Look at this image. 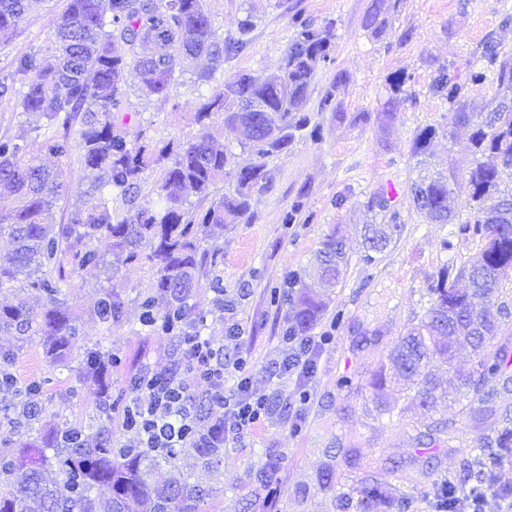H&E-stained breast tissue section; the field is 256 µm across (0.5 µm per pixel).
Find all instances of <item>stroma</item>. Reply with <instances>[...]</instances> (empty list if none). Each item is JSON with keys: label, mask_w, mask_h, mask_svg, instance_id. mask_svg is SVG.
<instances>
[{"label": "stroma", "mask_w": 512, "mask_h": 512, "mask_svg": "<svg viewBox=\"0 0 512 512\" xmlns=\"http://www.w3.org/2000/svg\"><path fill=\"white\" fill-rule=\"evenodd\" d=\"M389 23L371 35L362 20L371 0H204L218 38L237 36L239 22L252 17L253 27L244 51L216 70L210 82L198 81L208 62L200 58L177 73L169 97L147 96L139 90L135 71L125 73L129 131H145L156 145L196 135L194 113L201 94L238 71L264 78L276 70L294 28L293 14L336 22L335 51L311 87L307 110L317 127L315 136L302 137L287 154L268 159L273 182L269 190L254 193L248 224L214 226L209 245L224 255L196 288L190 305L203 335L222 345L229 358L249 355L256 370L254 383L272 395V416L241 447L225 449L219 465L204 467L193 451L182 452L178 463L194 482L212 487L206 512H261L265 486L276 482L282 496L278 512H360L359 490L368 476L387 485L395 497L406 499V512H430L436 484L462 477L464 463L474 461L480 438L494 435L496 422L472 427L464 404L449 408L456 431L436 443L420 446L418 438L431 421L418 402L400 398L393 415H378L368 382L384 361L406 325L429 305L430 277L446 263L462 264L479 251L477 239L460 234L457 225L428 223L413 207L409 186L419 173L410 148L415 133L426 126H447L448 107L429 86L434 64L464 68L477 44L496 33L512 50V27L501 29L503 11L512 12V0H394ZM66 0H46L25 16L14 33L0 39V75L11 73L16 60L36 53L49 57L54 46V20ZM412 74L415 103L404 104L388 126L377 120L353 122L358 112H380L387 97L388 76ZM348 80L337 93L347 121L321 111L325 88L338 74ZM38 115L24 112L19 96L0 99V136L26 141L37 151L34 131ZM432 168H454L467 178L480 160L466 130L454 137H437L429 148ZM68 186L54 209L56 222L84 197L95 172L86 169L78 153L64 158ZM376 190L388 192L405 224L397 239L364 266L362 230L372 215L364 206ZM347 195L336 206L339 195ZM301 211L294 223H283L293 202ZM337 234L350 263L336 286L315 285L326 307L316 333L332 334L309 382L311 399L300 404L293 396L294 379L266 377L264 369L276 358L278 336L295 312L293 303H275L273 290L282 288L290 273H302L321 241ZM450 241L442 249V241ZM153 263L99 267L82 272L68 289L69 314L79 328L71 359L54 365L46 358L42 339L0 332V356L21 383L40 386L42 422L65 423L86 431H105L113 446L126 444L121 412L130 396L129 379L144 367L165 369L182 358L179 341L141 330V302L155 280ZM220 281L223 296H216L213 281ZM117 286L124 301L122 316L113 324L99 321L93 312L97 295ZM240 336L228 338L230 325ZM113 355L112 385L99 396L95 377L85 374L80 360L85 350ZM21 399L0 392V448H12L36 434L21 418ZM436 458L428 474L410 466L418 452ZM331 469L330 488L319 485L324 469Z\"/></svg>", "instance_id": "obj_1"}]
</instances>
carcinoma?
Masks as SVG:
<instances>
[{
    "label": "carcinoma",
    "mask_w": 512,
    "mask_h": 512,
    "mask_svg": "<svg viewBox=\"0 0 512 512\" xmlns=\"http://www.w3.org/2000/svg\"><path fill=\"white\" fill-rule=\"evenodd\" d=\"M39 0H0V38H6ZM389 0H372L363 27L378 34L388 22ZM294 35L278 68L258 81L236 72L204 98L194 121L199 132L186 141H170L155 148L143 132L134 135L118 119L125 111L124 79L132 68L145 95L169 96L175 84L176 67L198 57H208L216 69L224 60L244 49L242 38L219 39L203 0H67L55 25L54 60L26 54L16 61L13 74L0 78V98L13 93L16 77L24 80L20 105L38 113L48 126H61L63 133L40 141V153L56 159L81 152V163L97 173L84 199L74 206L68 223L54 222V208L66 190L65 170L50 168L29 155L14 139L0 137V185L15 197L14 208L0 214V234H7L14 247L0 256V287L34 288L44 295L39 310L26 301L0 306V331L20 336H41L48 358L54 363L71 356L78 328L73 324L62 284L73 286L81 271L105 263V255L92 243L107 241L112 252V270L152 261L156 278L152 292L142 302L140 323L151 332L183 326L190 312L187 303L206 266H216L220 249L202 248L212 225L248 224L250 200L269 187L266 159L288 153L296 138L311 122L306 112L309 89L319 67L329 61L334 47V22L317 23L292 17ZM412 76L400 72L388 80L389 96L381 119L389 124L397 109L413 100ZM496 89L490 102L477 104L470 87L486 82ZM334 79L320 100V109L345 119ZM431 93L448 105L450 126L471 128L475 152L497 159L479 163L470 172L464 189L469 219L459 232L481 242L476 260L458 266L447 263L427 286L430 306L406 329L387 356V363L369 382L380 401L379 412L393 407L385 392L397 387L412 393V399L431 413L456 401L432 372L433 364H452L461 346L471 349L468 369L456 372V392L469 399V414L481 421L496 414V400L512 394L504 377L509 355L501 310L505 283L512 282V53L493 36H486L473 53L465 73L448 63L434 69ZM219 115L226 126L243 133L240 148L255 157L249 165L235 161V153L216 144L211 127ZM76 137L70 138L73 122ZM447 130L427 126L417 131L412 155L424 157L431 142ZM163 165L157 186L161 207L137 203L143 174L150 165ZM226 182L230 191L211 201L205 209L189 206L185 192L200 199L211 196L214 185ZM453 172L421 179L411 186L417 211L432 224H453L460 211L455 204ZM127 210L118 213L112 196ZM365 206L380 218L363 233L364 254L370 266L393 236L401 232L404 219L384 191L370 194ZM83 242L80 251L68 249L70 241ZM348 265L342 238L332 233L317 250L312 269L305 276L335 284ZM297 293L298 310L291 331L307 336L316 325L325 303L293 274L288 288ZM94 314L104 323L120 317L122 300L112 290L99 294ZM105 355L88 349L82 369L101 378L99 394L108 393ZM39 384L24 392L20 417L37 420L34 407ZM494 436L478 444L480 474L491 470L505 456H512V409L504 408ZM453 428L441 417L427 426L423 437L434 441ZM157 454L145 448H114L112 439L82 428L53 425L31 441L0 452V512H98L92 491L107 486L111 498L108 512H202L210 495L174 467L162 483L151 479ZM361 512H384L408 507L394 503L384 484L365 483Z\"/></svg>",
    "instance_id": "obj_1"
}]
</instances>
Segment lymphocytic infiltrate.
Masks as SVG:
<instances>
[{"label": "lymphocytic infiltrate", "instance_id": "1", "mask_svg": "<svg viewBox=\"0 0 512 512\" xmlns=\"http://www.w3.org/2000/svg\"><path fill=\"white\" fill-rule=\"evenodd\" d=\"M331 336H281L279 355L273 363L275 377H295L300 403H308L309 380ZM184 370L148 369L137 377L129 403L122 413V427L131 432V445L159 451L165 448H234L247 435L265 425L271 416L269 395L254 383L245 358L229 359L223 347L209 337H182ZM193 372L197 383L206 385L213 416L199 427L194 397L181 377Z\"/></svg>", "mask_w": 512, "mask_h": 512}]
</instances>
